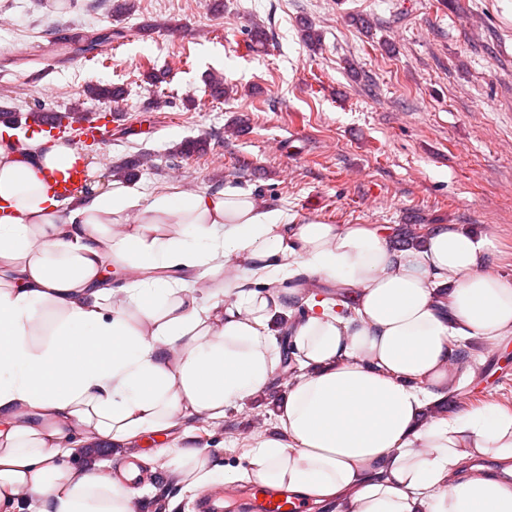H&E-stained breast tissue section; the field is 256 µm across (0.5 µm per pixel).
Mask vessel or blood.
Masks as SVG:
<instances>
[{
	"label": "vessel or blood",
	"mask_w": 512,
	"mask_h": 512,
	"mask_svg": "<svg viewBox=\"0 0 512 512\" xmlns=\"http://www.w3.org/2000/svg\"><path fill=\"white\" fill-rule=\"evenodd\" d=\"M84 137L108 143L112 129L102 123L96 114L82 116L78 123ZM0 128L4 131H23L28 134H44L51 137L59 136L63 128L55 109L49 108L37 116H19L9 114L0 117ZM85 177L80 166H72L66 172L51 175L48 186L61 199L74 195L78 184ZM234 499L239 512H306L302 499L288 493L275 492L259 487L230 496L227 488L216 486L203 491L195 501L196 512H224V502Z\"/></svg>",
	"instance_id": "vessel-or-blood-1"
}]
</instances>
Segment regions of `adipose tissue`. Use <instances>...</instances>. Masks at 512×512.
<instances>
[{"mask_svg":"<svg viewBox=\"0 0 512 512\" xmlns=\"http://www.w3.org/2000/svg\"><path fill=\"white\" fill-rule=\"evenodd\" d=\"M72 146L0 144V512H133L134 491L94 463L193 416L218 420L267 386L280 361L271 321L284 280H319L347 301L306 300L290 320L300 374L279 409L287 443L248 454L253 477L342 512H512V413L422 420L458 379L456 344L512 336V280L488 271L490 241L450 224L390 249L370 224L294 223L236 185L201 193L92 185L73 207L46 179ZM225 263L244 274L203 290ZM139 271V280L121 281ZM188 490L229 481L175 446ZM112 461V469H117L118 461L114 456V446L107 444H97L92 448H87L86 453L80 456H72L70 458L63 459L62 464L64 466H80L88 463L89 461Z\"/></svg>","mask_w":512,"mask_h":512,"instance_id":"obj_1","label":"adipose tissue"}]
</instances>
